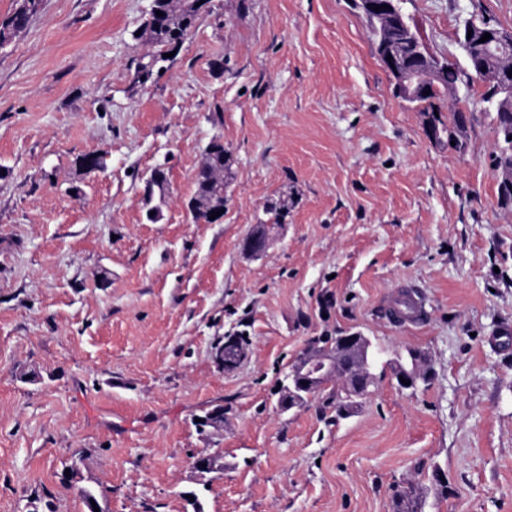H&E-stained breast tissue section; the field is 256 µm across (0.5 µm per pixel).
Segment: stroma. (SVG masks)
<instances>
[{
    "instance_id": "obj_1",
    "label": "stroma",
    "mask_w": 512,
    "mask_h": 512,
    "mask_svg": "<svg viewBox=\"0 0 512 512\" xmlns=\"http://www.w3.org/2000/svg\"><path fill=\"white\" fill-rule=\"evenodd\" d=\"M430 51L465 66L474 15L512 0H405ZM152 0H41L0 50V512H512V210L496 112L463 80L456 142L393 93L349 0H211L141 78ZM220 137V224L186 203ZM103 152L86 172L78 156ZM164 195L147 196L155 168ZM294 198L266 254L242 242ZM160 210L149 221V206ZM414 320L389 309L404 294ZM358 331L376 384L349 418L322 397L283 412L309 339ZM246 336L224 370L214 347ZM424 351L428 382L392 364ZM224 407L221 430L197 415ZM218 456L221 475L191 463ZM450 493H435L434 474ZM409 356L412 360L411 368H408L402 360H399L395 363L393 370L395 385L401 391L416 389L419 381L423 379L428 380L431 376V368L427 364L426 356L422 352L409 350ZM424 370H427V372L423 374ZM399 376H402L403 380L410 381V385L401 383Z\"/></svg>"
}]
</instances>
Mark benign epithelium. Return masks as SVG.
Returning a JSON list of instances; mask_svg holds the SVG:
<instances>
[{"mask_svg":"<svg viewBox=\"0 0 512 512\" xmlns=\"http://www.w3.org/2000/svg\"><path fill=\"white\" fill-rule=\"evenodd\" d=\"M365 3L368 13L378 18L386 17L391 20L394 31L407 29L403 14L393 3V0H361ZM379 11H374V8ZM490 34L491 38L484 45L494 48L498 52L512 50V30L487 23L471 34L472 42L476 43L484 36ZM400 43L387 39L376 45V52L392 79L394 90L404 101H411L421 93L428 82L438 80L442 76L440 67L434 63L428 65L426 70L418 72L413 68L402 67L397 64ZM275 226H267L265 233L250 241L245 252L253 257L262 255L270 246L272 232ZM371 345L369 339L361 332L355 331L335 337L333 343L324 346H306L303 352L289 366L284 375V387L288 390V399L279 402V407L289 411L304 404L305 399L311 397L312 391L338 382L343 384L346 394L353 395L354 405L340 407L339 413L344 417L350 416L354 407L360 400L371 394V387L375 385V374L369 370L368 359ZM412 367H407L402 361H397L393 370L395 385L401 391L414 390L419 381L431 376L430 366L426 356L417 350L409 351ZM408 380L410 384L401 383Z\"/></svg>","mask_w":512,"mask_h":512,"instance_id":"obj_1","label":"benign epithelium"}]
</instances>
